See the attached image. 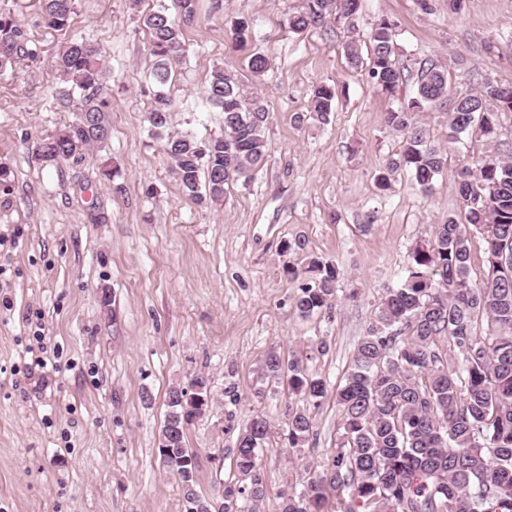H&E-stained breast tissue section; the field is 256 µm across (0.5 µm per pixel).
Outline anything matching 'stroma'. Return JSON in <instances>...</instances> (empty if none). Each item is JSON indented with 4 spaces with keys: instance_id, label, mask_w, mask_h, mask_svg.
<instances>
[{
    "instance_id": "obj_1",
    "label": "stroma",
    "mask_w": 512,
    "mask_h": 512,
    "mask_svg": "<svg viewBox=\"0 0 512 512\" xmlns=\"http://www.w3.org/2000/svg\"><path fill=\"white\" fill-rule=\"evenodd\" d=\"M302 0H198L185 27V52L169 84L170 133L222 135L224 115L204 98L213 69L238 75L268 112V151L248 183H232L220 204L190 198L172 172L164 142L146 120L154 60L143 14L176 13L174 0H76L68 28L46 25L40 0H0L26 30L31 58L0 75V512H183L177 479L158 447L170 386L207 374L220 402L197 418L187 443L198 453L197 490L211 497L235 478L238 430L267 418L260 453L266 494L259 512H279L282 496L309 468L330 459L339 438L333 399L311 410L313 435L289 449L288 388L264 379L269 351L305 360L338 385L386 288L411 249L459 212L458 170L476 164L482 141L447 144V116L426 113L448 162L429 192L404 174L388 192L375 177L397 152L385 114L414 97L430 65H444L454 91L472 73L512 84V0H361L353 24L328 22L295 33L287 17ZM251 38L236 47L233 23ZM396 25L395 58L405 79L396 97L379 93L346 46L366 41L380 19ZM74 37L103 52L112 134L102 149L54 167L34 155L38 138L75 117L60 98L54 62ZM269 57L263 76L248 58ZM465 66H458V59ZM336 87L327 122L297 123L314 87ZM111 159L120 175L108 180ZM317 256L339 266L330 311L301 317L294 299ZM110 304H103V293ZM45 336L60 369L35 389L21 372L17 339ZM328 351L317 354L319 339ZM235 385L237 401L224 390Z\"/></svg>"
}]
</instances>
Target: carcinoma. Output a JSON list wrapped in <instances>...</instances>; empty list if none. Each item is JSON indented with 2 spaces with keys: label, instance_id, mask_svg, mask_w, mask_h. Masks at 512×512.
Masks as SVG:
<instances>
[{
  "label": "carcinoma",
  "instance_id": "carcinoma-1",
  "mask_svg": "<svg viewBox=\"0 0 512 512\" xmlns=\"http://www.w3.org/2000/svg\"><path fill=\"white\" fill-rule=\"evenodd\" d=\"M75 2L41 0L46 24L69 26ZM176 4L177 19L164 9L143 17L159 86L147 119L160 133L169 128L173 110L164 87L184 51L183 27L197 14V0ZM359 10L360 0H304L288 15V28L302 32L331 18L348 21ZM395 36L387 19L369 33V75L391 97L401 80ZM31 55L25 30L0 13V72ZM56 67L76 117L36 144L37 155L52 166L104 147L111 135L101 49L74 39L59 52ZM473 80L475 90L456 95L449 90L448 69L433 65L421 74L416 95L386 113L400 145L377 176L379 189H389L394 176L406 172L427 192L442 172L447 150L431 140L422 112L448 114L450 144L474 130L495 138L499 113L512 112V85L478 73ZM205 95L224 112V134L206 141L177 134L167 137L164 148L185 193L218 203L229 183L248 181L265 157L268 114L259 97L222 68L212 70ZM335 99L336 86H316L308 112L295 120L326 121ZM458 177L463 217L448 216L431 239L412 248L405 277L385 289L342 384L333 389L301 361L267 353L265 376L285 381L289 392L314 407L334 397L342 429L331 460L283 498L280 512H330L332 499L344 502L341 512H512V161L485 154L476 169L465 166ZM474 232L485 241L480 279L471 276ZM307 272L294 302L305 318L331 308L341 276L317 258ZM481 319L490 326L486 333L479 331ZM166 404L160 461L178 479L184 512L195 500L207 512L211 504L196 489L198 455L187 446V429L200 408L180 385L168 390ZM313 428L306 408H288V447H300ZM270 436L271 426L260 415L239 431L230 449L238 478L217 497L220 512H256L265 495L259 451Z\"/></svg>",
  "mask_w": 512,
  "mask_h": 512
}]
</instances>
